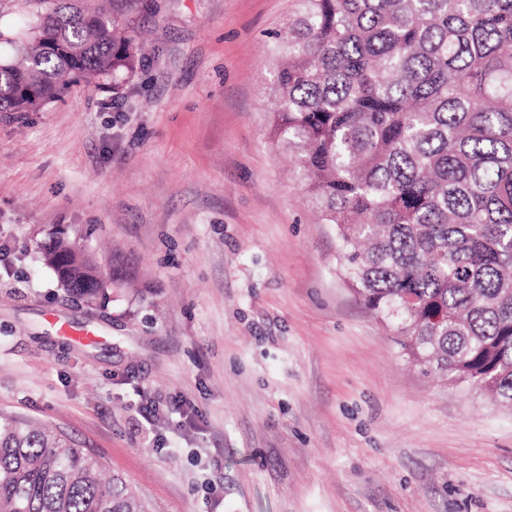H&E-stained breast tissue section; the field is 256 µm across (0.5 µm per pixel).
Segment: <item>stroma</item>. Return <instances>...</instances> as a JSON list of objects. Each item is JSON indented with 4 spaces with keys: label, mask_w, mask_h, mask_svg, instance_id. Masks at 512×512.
Segmentation results:
<instances>
[{
    "label": "stroma",
    "mask_w": 512,
    "mask_h": 512,
    "mask_svg": "<svg viewBox=\"0 0 512 512\" xmlns=\"http://www.w3.org/2000/svg\"><path fill=\"white\" fill-rule=\"evenodd\" d=\"M143 5L135 76L0 112V412L157 512H512V410L408 358L272 135L297 0ZM70 245L59 238L43 253V258L57 272L68 296L90 305L104 292L107 283L98 278V267L87 257L76 253Z\"/></svg>",
    "instance_id": "35a3bbf8"
}]
</instances>
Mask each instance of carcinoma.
Listing matches in <instances>:
<instances>
[{
  "label": "carcinoma",
  "mask_w": 512,
  "mask_h": 512,
  "mask_svg": "<svg viewBox=\"0 0 512 512\" xmlns=\"http://www.w3.org/2000/svg\"><path fill=\"white\" fill-rule=\"evenodd\" d=\"M0 112L132 77L139 0H22ZM275 34L274 134L336 225L352 290L407 354L512 405V0H299ZM68 296L104 292L58 239ZM64 435L0 413V512H152Z\"/></svg>",
  "instance_id": "carcinoma-1"
}]
</instances>
